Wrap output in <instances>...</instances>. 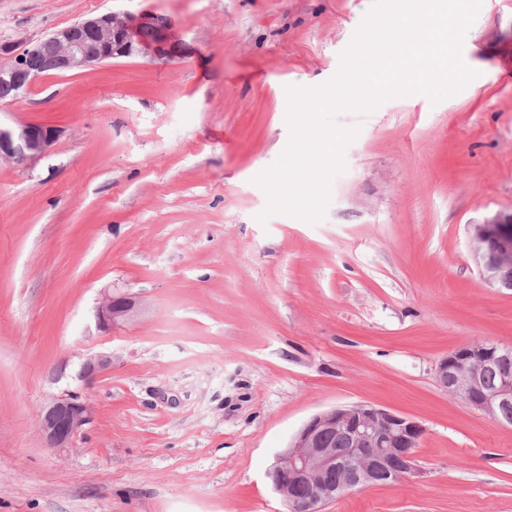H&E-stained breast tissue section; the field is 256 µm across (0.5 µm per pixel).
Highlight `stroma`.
I'll list each match as a JSON object with an SVG mask.
<instances>
[{
    "label": "stroma",
    "instance_id": "obj_1",
    "mask_svg": "<svg viewBox=\"0 0 512 512\" xmlns=\"http://www.w3.org/2000/svg\"><path fill=\"white\" fill-rule=\"evenodd\" d=\"M375 4L0 0V46L113 11L170 18L180 48L0 102L1 126L61 131L32 166L0 161V512H287L276 456L357 403L422 426L423 475L323 512H512V427L435 378L452 350L512 346V290L472 241L512 212V0L464 35L476 89L339 114L359 133L321 219L266 214L256 182L289 144L288 87L335 77ZM107 288L141 311L103 331ZM69 391L92 421L48 448L38 416ZM112 366V357L109 355L98 354L88 357L83 363V378L86 385L90 386L95 379L106 372Z\"/></svg>",
    "mask_w": 512,
    "mask_h": 512
}]
</instances>
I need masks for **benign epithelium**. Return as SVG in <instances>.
Here are the masks:
<instances>
[{"mask_svg":"<svg viewBox=\"0 0 512 512\" xmlns=\"http://www.w3.org/2000/svg\"><path fill=\"white\" fill-rule=\"evenodd\" d=\"M168 20L154 14L105 13L59 28L28 41L15 53L0 49V79L28 89L44 75L45 64L71 72L128 57L143 50L157 56L171 54ZM149 29L152 38L142 41ZM59 130L40 123L0 127V159L29 166L48 155ZM476 252L485 280L512 289V213L500 214L474 225ZM136 301L129 295L104 293L97 310L98 325L109 330L135 316ZM112 366V357L98 354L83 363V378L90 386ZM498 368L496 390L483 391V375ZM437 383L450 395L504 425V410L512 407V347L476 344L457 349L436 367ZM92 406L79 395L56 398L42 412L41 427L48 447L64 448L91 419ZM423 428L415 421L369 404L337 407L311 417L278 455L268 476L274 490L293 512H321L322 506L349 493L376 486H392L417 477ZM338 475L336 482L328 474Z\"/></svg>","mask_w":512,"mask_h":512,"instance_id":"1","label":"benign epithelium"}]
</instances>
